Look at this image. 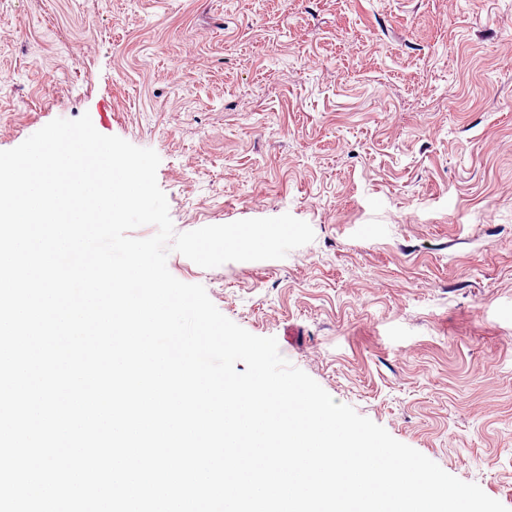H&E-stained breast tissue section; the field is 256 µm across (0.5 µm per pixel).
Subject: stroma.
Wrapping results in <instances>:
<instances>
[{
	"instance_id": "35a3bbf8",
	"label": "stroma",
	"mask_w": 512,
	"mask_h": 512,
	"mask_svg": "<svg viewBox=\"0 0 512 512\" xmlns=\"http://www.w3.org/2000/svg\"><path fill=\"white\" fill-rule=\"evenodd\" d=\"M1 71L0 150L86 113L176 232L310 224L167 266L512 512V0H0Z\"/></svg>"
}]
</instances>
